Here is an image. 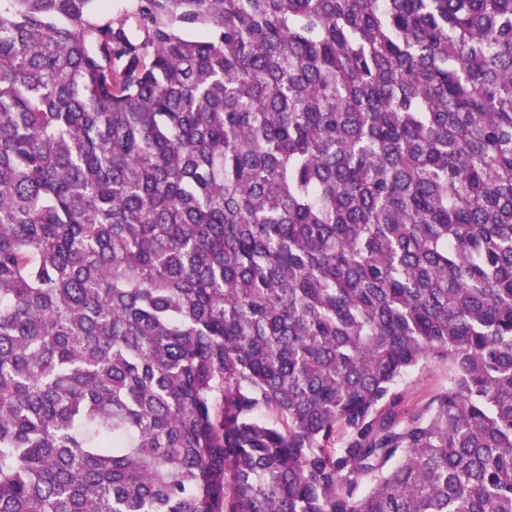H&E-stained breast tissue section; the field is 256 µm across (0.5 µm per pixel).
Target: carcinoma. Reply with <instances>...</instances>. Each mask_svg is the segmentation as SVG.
Wrapping results in <instances>:
<instances>
[{
    "label": "carcinoma",
    "mask_w": 512,
    "mask_h": 512,
    "mask_svg": "<svg viewBox=\"0 0 512 512\" xmlns=\"http://www.w3.org/2000/svg\"><path fill=\"white\" fill-rule=\"evenodd\" d=\"M0 512H512V0H0ZM448 373L441 364H429L408 372L400 382L403 409H411L424 402L431 394L446 387Z\"/></svg>",
    "instance_id": "carcinoma-1"
}]
</instances>
